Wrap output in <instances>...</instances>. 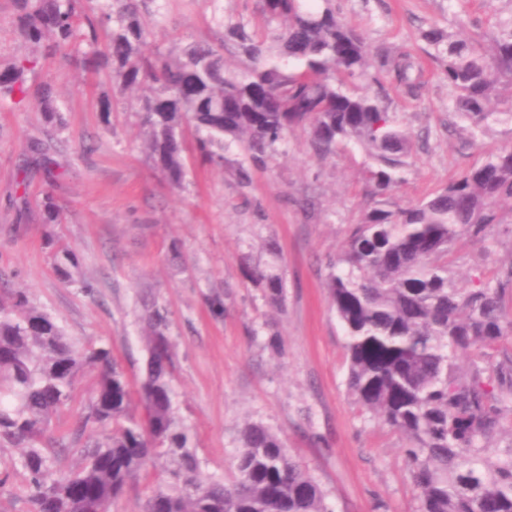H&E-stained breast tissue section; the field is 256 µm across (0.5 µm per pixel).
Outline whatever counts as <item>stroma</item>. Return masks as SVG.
I'll use <instances>...</instances> for the list:
<instances>
[{"instance_id": "stroma-1", "label": "stroma", "mask_w": 512, "mask_h": 512, "mask_svg": "<svg viewBox=\"0 0 512 512\" xmlns=\"http://www.w3.org/2000/svg\"><path fill=\"white\" fill-rule=\"evenodd\" d=\"M335 5L369 45L372 72L380 73L384 53L411 52L423 67L414 97L386 75L355 85L379 95L410 140L409 166L395 193L400 205L429 197L485 154L512 144V126L505 124L470 137L452 109L453 91L424 53L422 33L432 26L488 32L484 0ZM214 38L199 0H172L151 44L168 50ZM27 81L55 86L62 121L48 123L32 100L0 103V272L9 287L25 289L78 346H110L133 383L144 366L142 304L165 305L177 350L173 402L204 474L229 477L242 427L257 423L286 438L332 512H418L402 437L370 418L348 392L344 331L326 288L330 265L368 204L361 179L368 156L358 149L318 156L299 127L257 166L235 145L220 167L188 151L185 182L175 188L150 158L138 114L124 109L127 97L106 73L43 57ZM107 98L120 106L106 119L100 103ZM38 144L53 150L54 181L32 162ZM242 164L249 167L246 184L237 176ZM48 193L60 223L43 220ZM51 239L76 254L73 283L55 273ZM511 256L512 235L500 227L460 247L454 270L470 286ZM256 266L283 276V309L271 308L246 278ZM215 295L224 300L220 316L208 304ZM97 381L96 368L80 372L76 400L53 416L50 436L73 444Z\"/></svg>"}]
</instances>
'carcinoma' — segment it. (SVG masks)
I'll use <instances>...</instances> for the list:
<instances>
[{"label":"carcinoma","mask_w":512,"mask_h":512,"mask_svg":"<svg viewBox=\"0 0 512 512\" xmlns=\"http://www.w3.org/2000/svg\"><path fill=\"white\" fill-rule=\"evenodd\" d=\"M167 2L15 0L14 26L43 54L68 49L67 58L138 92L131 108L140 113L147 149L175 186L186 175V127L200 160L221 166L231 145L260 161L298 126L309 128L319 156L360 146L373 160L363 173L371 205L327 281L346 333L348 389L403 436L419 512H512V346L504 345L512 338V257L472 288L453 278L460 243L512 224V146L403 207L393 192L410 143L377 97L351 89L370 77L371 50L334 0H259L255 23L226 17L221 0H206L220 43L164 53L151 48V36ZM494 2L487 0L495 22L484 37L435 27L423 33L472 134L491 121L512 125V14L502 16ZM227 41L242 57L237 68L224 61ZM35 64L21 57L0 65V102L31 96L57 120L54 86L27 85ZM382 66L406 93L420 87L408 55L386 56ZM495 101L508 107L495 110ZM48 246L58 276L73 282L76 255L52 240ZM246 276L271 306L283 307L281 275L254 267ZM168 329L167 308L145 303V368L133 386L107 345L80 349L26 291L0 293V444L23 449L12 472L24 477L32 512H90L157 467L163 483L138 512H330L286 439L261 424L241 429L230 479L202 474L173 405L177 353ZM86 364L98 367L99 383L80 428L109 433L75 449L78 464L64 468V448L50 444L47 428L71 405ZM10 473H0V487Z\"/></svg>","instance_id":"1"}]
</instances>
